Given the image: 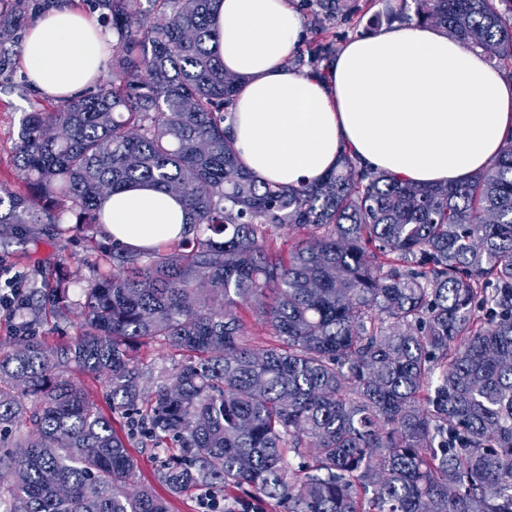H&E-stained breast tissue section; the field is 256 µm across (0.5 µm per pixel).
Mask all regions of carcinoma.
Returning a JSON list of instances; mask_svg holds the SVG:
<instances>
[{"label": "carcinoma", "instance_id": "obj_1", "mask_svg": "<svg viewBox=\"0 0 512 512\" xmlns=\"http://www.w3.org/2000/svg\"><path fill=\"white\" fill-rule=\"evenodd\" d=\"M60 0H0V72ZM112 28L111 80L22 118L0 225L103 227L136 181L183 199L193 236L146 252L106 232L71 342L0 349V512H169L112 414L163 450L172 493L220 487L283 512H512V137L484 172L422 187L344 156L297 188L259 183L226 135L213 0H85ZM314 23L375 0H302ZM165 18L149 21V12ZM512 78V0H401ZM283 224L301 236L277 245ZM58 275L40 307L69 308ZM274 342L243 340L240 307ZM187 353L172 378L140 346ZM102 377L108 409L63 376Z\"/></svg>", "mask_w": 512, "mask_h": 512}]
</instances>
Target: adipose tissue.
<instances>
[{
    "label": "adipose tissue",
    "instance_id": "ef3b65f1",
    "mask_svg": "<svg viewBox=\"0 0 512 512\" xmlns=\"http://www.w3.org/2000/svg\"><path fill=\"white\" fill-rule=\"evenodd\" d=\"M217 53L244 75L229 134L257 180L296 187L344 155L420 186L487 170L512 135V79L477 50L427 24H395L350 39L318 72L289 66L303 37L291 0H219ZM113 39L97 17L63 4L22 46L32 87L70 97L105 71ZM106 230L131 250L187 235L180 200L149 185L105 204Z\"/></svg>",
    "mask_w": 512,
    "mask_h": 512
}]
</instances>
